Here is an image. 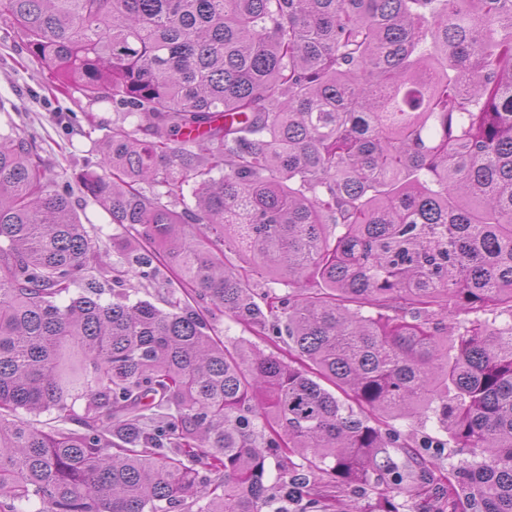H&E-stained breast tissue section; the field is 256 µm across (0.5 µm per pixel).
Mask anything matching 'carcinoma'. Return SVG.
Here are the masks:
<instances>
[{"label": "carcinoma", "mask_w": 512, "mask_h": 512, "mask_svg": "<svg viewBox=\"0 0 512 512\" xmlns=\"http://www.w3.org/2000/svg\"><path fill=\"white\" fill-rule=\"evenodd\" d=\"M0 20L55 91L140 117L75 176L124 229L110 254L72 182L0 132V512H264L271 457L285 485L372 484L396 512L404 417L461 455L421 459L419 512H512V0H0ZM226 315L279 353L224 340ZM394 426L400 430L411 443L419 441L425 434L431 436H441L442 434V432H439L435 420L427 421L424 424L414 423L410 420H398L394 422Z\"/></svg>", "instance_id": "cac0c4a2"}]
</instances>
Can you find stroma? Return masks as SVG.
Returning a JSON list of instances; mask_svg holds the SVG:
<instances>
[{"mask_svg": "<svg viewBox=\"0 0 512 512\" xmlns=\"http://www.w3.org/2000/svg\"><path fill=\"white\" fill-rule=\"evenodd\" d=\"M118 120L129 127L138 122L111 103L52 92L47 71L30 61L13 27L0 22V130L36 140L52 178L73 176L96 162L98 140Z\"/></svg>", "mask_w": 512, "mask_h": 512, "instance_id": "obj_1", "label": "stroma"}]
</instances>
